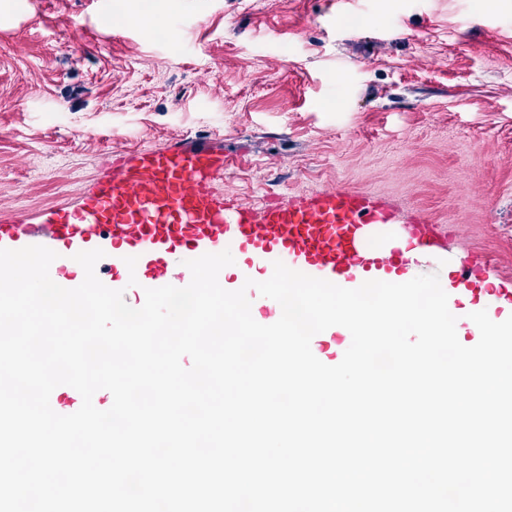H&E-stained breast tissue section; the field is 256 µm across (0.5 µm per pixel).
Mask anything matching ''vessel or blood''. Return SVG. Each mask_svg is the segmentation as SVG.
<instances>
[{"label":"vessel or blood","instance_id":"obj_1","mask_svg":"<svg viewBox=\"0 0 512 512\" xmlns=\"http://www.w3.org/2000/svg\"><path fill=\"white\" fill-rule=\"evenodd\" d=\"M224 172V155L202 148L143 149L121 157L115 175L94 182L78 206L47 214L43 246L67 269L81 251L102 249L98 279L113 287L187 286L183 256L219 253L233 242L240 264L273 272L275 262L330 282L358 278L386 281L432 252L437 244L427 220L415 219L406 250L390 259L362 243L367 229L389 224L393 209L365 192L333 188L304 201L274 202L256 210L219 199L211 183ZM30 240L21 220L0 218V248L20 249Z\"/></svg>","mask_w":512,"mask_h":512}]
</instances>
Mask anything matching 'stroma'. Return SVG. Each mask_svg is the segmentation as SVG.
Listing matches in <instances>:
<instances>
[{
    "label": "stroma",
    "instance_id": "stroma-1",
    "mask_svg": "<svg viewBox=\"0 0 512 512\" xmlns=\"http://www.w3.org/2000/svg\"><path fill=\"white\" fill-rule=\"evenodd\" d=\"M0 0V216L77 204L116 154L202 145L262 208L343 187L425 216L426 274L512 315V0ZM361 16L360 27L345 19ZM169 32L155 39V28Z\"/></svg>",
    "mask_w": 512,
    "mask_h": 512
}]
</instances>
